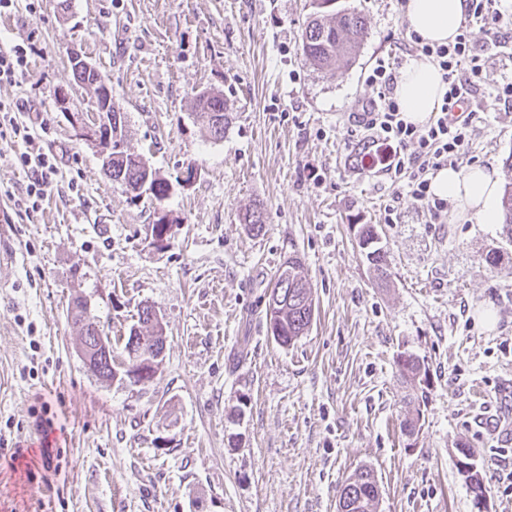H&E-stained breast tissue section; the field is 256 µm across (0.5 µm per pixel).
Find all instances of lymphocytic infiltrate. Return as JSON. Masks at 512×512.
I'll use <instances>...</instances> for the list:
<instances>
[{
    "instance_id": "f902f5d3",
    "label": "lymphocytic infiltrate",
    "mask_w": 512,
    "mask_h": 512,
    "mask_svg": "<svg viewBox=\"0 0 512 512\" xmlns=\"http://www.w3.org/2000/svg\"><path fill=\"white\" fill-rule=\"evenodd\" d=\"M501 0H467V10L453 42H416L415 50L435 62L447 86L433 117L424 124L407 121L394 96L399 60L378 61L367 77L376 86V98L363 104L355 116L359 127L372 133V149L361 165L380 168L394 175H406L405 192L423 206L432 223L448 220V203L431 191V176L441 168L456 164L474 129L471 113L452 115L459 99L475 98L482 75L500 48L512 42V12L501 10ZM491 19L500 23L495 38L481 49H474L470 29L473 24ZM18 164L30 170L26 188L28 210L38 209L51 188L58 170L54 154L21 152Z\"/></svg>"
}]
</instances>
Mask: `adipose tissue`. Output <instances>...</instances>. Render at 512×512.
Here are the masks:
<instances>
[{"label": "adipose tissue", "mask_w": 512, "mask_h": 512, "mask_svg": "<svg viewBox=\"0 0 512 512\" xmlns=\"http://www.w3.org/2000/svg\"><path fill=\"white\" fill-rule=\"evenodd\" d=\"M466 0H407L405 15L410 32L427 43H447L458 33ZM445 91L442 73L429 58L408 61L400 71L395 97L409 121L424 123ZM438 197L454 203L456 216L479 224L503 221L500 178L496 169L473 166L447 167L432 179Z\"/></svg>", "instance_id": "ef3b65f1"}]
</instances>
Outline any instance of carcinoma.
I'll use <instances>...</instances> for the list:
<instances>
[{"label": "carcinoma", "mask_w": 512, "mask_h": 512, "mask_svg": "<svg viewBox=\"0 0 512 512\" xmlns=\"http://www.w3.org/2000/svg\"><path fill=\"white\" fill-rule=\"evenodd\" d=\"M334 0H313L314 16L308 21L300 35L299 50L305 62L320 70H333L349 65L355 58L366 34L364 16L354 8L336 9L331 6ZM196 120L202 125L208 137L214 141L224 139L230 121V106L223 94L204 91L197 97ZM111 129L119 130V135H111L104 144L108 150L112 176L127 190H136L141 181H147L146 191L159 202L169 193V184L156 170L140 156L129 152L125 144V113L114 109L106 113ZM501 209L504 215V228L512 237V180L505 183L501 196ZM244 223L259 234L265 226V213L257 204L246 211ZM358 244L365 250V256L377 272L378 279L387 283L386 252L379 246V232L375 224H360L357 227ZM281 298L283 306L270 309L265 305L267 331L281 346L288 347L296 342V336L310 323L315 310L311 288L301 274V260L292 254L288 256V279L278 275L268 299ZM69 316L78 335L93 336L104 331L97 316L89 311L88 300L78 296L68 306ZM396 365L402 377L414 381L421 377L422 365L411 354H401ZM358 481L352 489L355 500L364 502L377 498V480L372 471L360 469L355 472Z\"/></svg>", "instance_id": "cac0c4a2"}]
</instances>
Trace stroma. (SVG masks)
Instances as JSON below:
<instances>
[{
	"instance_id": "35a3bbf8",
	"label": "stroma",
	"mask_w": 512,
	"mask_h": 512,
	"mask_svg": "<svg viewBox=\"0 0 512 512\" xmlns=\"http://www.w3.org/2000/svg\"><path fill=\"white\" fill-rule=\"evenodd\" d=\"M336 5L362 11L367 35L333 72L298 50L312 0H43L37 16H0V40L39 49L0 100L23 104L18 121L60 159L26 213L14 200L28 178L0 140V244L14 254L0 263V512H336L362 467L377 477L378 512H479L458 471L464 448L485 473L486 512H512V436L479 422L512 387V241L500 224L431 223L403 178L355 163L368 138L349 115L376 95L365 82L376 60L410 33L400 0ZM74 50L110 80L129 152L170 184L164 201L112 182L58 111L60 87L92 111ZM206 90L232 108L220 141L194 118ZM472 108L458 168L511 181L512 108L480 95ZM258 203L259 234L242 222ZM162 215L171 235L159 247L149 230ZM359 224L378 227L389 287L357 245ZM292 252L316 318L286 348L264 309ZM80 294L119 362L140 306L160 312L164 360L147 386L87 371L67 314ZM403 352L426 383L400 376ZM46 439L52 468L12 465Z\"/></svg>"
}]
</instances>
